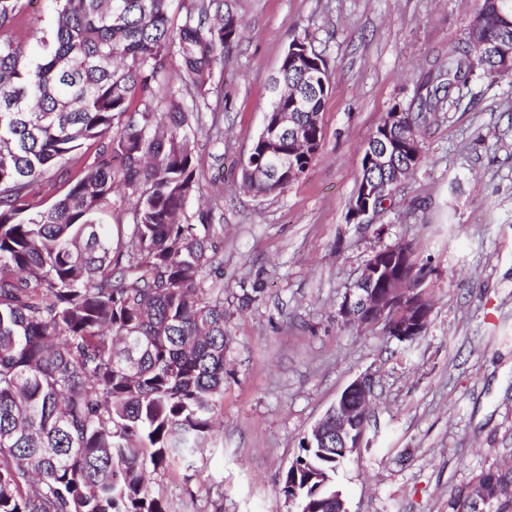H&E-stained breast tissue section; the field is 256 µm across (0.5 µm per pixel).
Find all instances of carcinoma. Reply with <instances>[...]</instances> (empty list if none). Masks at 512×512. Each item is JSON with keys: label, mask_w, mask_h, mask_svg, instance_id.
Returning <instances> with one entry per match:
<instances>
[{"label": "carcinoma", "mask_w": 512, "mask_h": 512, "mask_svg": "<svg viewBox=\"0 0 512 512\" xmlns=\"http://www.w3.org/2000/svg\"><path fill=\"white\" fill-rule=\"evenodd\" d=\"M49 35L32 53L0 38V512H170L148 470L186 459L211 437L224 399V289L214 235L217 198L201 202L197 134L214 70L242 35L233 0H53ZM25 0H0V32L26 25ZM482 26L448 54L433 98L394 107L378 126L397 135L436 111L439 95L473 76L468 46L512 29V0H481ZM300 142L323 140L327 66L303 74L281 63ZM181 88L174 89L173 81ZM297 141V142H299ZM97 144L92 160L78 154ZM294 139L300 171L313 160ZM261 141L242 163L243 184L276 195L290 182L260 171ZM57 168L66 192L35 210ZM262 172V178L254 173ZM118 186L132 223H99ZM198 202V223L181 216ZM426 263L406 277L424 291ZM336 450L302 439L282 492L313 512H335ZM512 461L475 475L448 512H500Z\"/></svg>", "instance_id": "carcinoma-1"}]
</instances>
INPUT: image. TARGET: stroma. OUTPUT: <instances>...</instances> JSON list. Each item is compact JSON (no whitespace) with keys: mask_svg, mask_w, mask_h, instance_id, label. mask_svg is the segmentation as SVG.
<instances>
[{"mask_svg":"<svg viewBox=\"0 0 512 512\" xmlns=\"http://www.w3.org/2000/svg\"><path fill=\"white\" fill-rule=\"evenodd\" d=\"M245 32L215 69L196 166L224 198V400L211 447L151 488L171 512H296L281 476L356 378L374 380L364 446L336 483L350 512H448L481 470L512 460V77L475 71L441 102L424 159L370 223L350 220L366 142L393 107L417 110L476 0H235ZM331 74L324 139L279 195L241 187L270 77L295 38ZM223 136H216V129ZM411 244L433 269L423 336L402 342L337 316L365 261ZM265 288L242 305L244 288Z\"/></svg>","mask_w":512,"mask_h":512,"instance_id":"obj_1","label":"stroma"}]
</instances>
